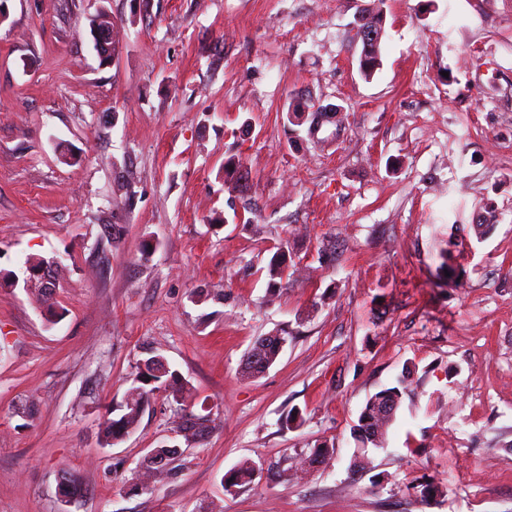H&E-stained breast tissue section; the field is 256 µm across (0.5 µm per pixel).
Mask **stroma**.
<instances>
[{
  "label": "stroma",
  "mask_w": 512,
  "mask_h": 512,
  "mask_svg": "<svg viewBox=\"0 0 512 512\" xmlns=\"http://www.w3.org/2000/svg\"><path fill=\"white\" fill-rule=\"evenodd\" d=\"M369 2L0 0V512H512V0H387L365 78ZM297 96L343 107L339 140L285 124ZM31 257L59 262L58 323ZM155 355L187 388L102 446ZM408 363L418 390L352 475L360 412ZM206 409L186 440L178 417ZM163 444L182 456L141 485ZM245 459L254 481L226 490ZM433 477L448 492L422 500ZM385 4L386 0H373L370 3L371 7L360 12L359 16L364 21L363 24H359L362 28L357 25L354 27L355 33L357 32L359 37L373 36V34H368L366 27L374 28L376 34V37L369 39L368 42L359 40L362 45L359 68L366 78L371 77L380 66L381 42L385 34ZM281 339L285 340L282 336H263L257 339L248 352L244 365L245 373L255 377L273 365L281 353ZM262 362H265V365Z\"/></svg>",
  "instance_id": "stroma-1"
}]
</instances>
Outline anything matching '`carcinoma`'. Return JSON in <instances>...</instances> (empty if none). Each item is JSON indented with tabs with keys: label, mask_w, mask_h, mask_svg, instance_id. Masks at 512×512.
Returning a JSON list of instances; mask_svg holds the SVG:
<instances>
[{
	"label": "carcinoma",
	"mask_w": 512,
	"mask_h": 512,
	"mask_svg": "<svg viewBox=\"0 0 512 512\" xmlns=\"http://www.w3.org/2000/svg\"><path fill=\"white\" fill-rule=\"evenodd\" d=\"M386 0H372L371 6L360 12V18L364 26L374 29L376 37L369 41L361 42L362 50L359 60V68L366 78L371 77L380 66L381 42L385 34V10ZM319 113L310 112L303 116L301 112H288L287 120L290 124L302 127L307 126V136L315 139L312 132V124L316 123ZM288 265L282 257H273L269 263L268 273L271 278V286L278 285L283 279ZM279 336H263L255 341L248 352L244 365L245 373L255 377L263 373L278 359L280 348ZM153 358L143 360L139 371L127 390L124 400L117 406L120 414L116 418H106L100 425V434L103 444L110 446L130 434L138 426L145 408L149 405L155 391L164 390L168 392L173 400H178V395L185 386V381L180 372L173 368L163 375L152 373L151 363ZM412 371L405 369L397 379V385L380 390L371 396L359 416V424L355 434V440L359 444L360 452L351 459V471L357 473L368 468V457L366 448L373 446L380 448L385 443L388 431L396 420L397 411L400 407L403 396L412 393L411 379ZM211 419L209 415H189L186 425L180 430L191 433V436L198 437L204 434L209 428ZM335 449L319 447L313 449L310 454L299 459L302 469L310 471L315 465L326 461L333 456ZM255 472L254 464L248 460L237 465L225 478L228 486L235 488L249 484Z\"/></svg>",
	"instance_id": "cac0c4a2"
}]
</instances>
